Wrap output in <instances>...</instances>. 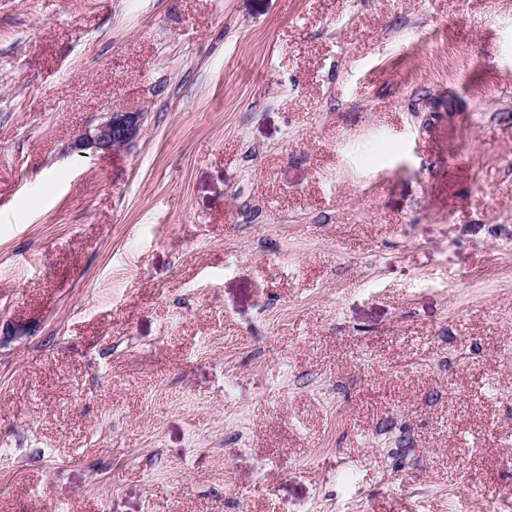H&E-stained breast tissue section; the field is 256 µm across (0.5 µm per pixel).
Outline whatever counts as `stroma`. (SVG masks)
<instances>
[{
	"mask_svg": "<svg viewBox=\"0 0 512 512\" xmlns=\"http://www.w3.org/2000/svg\"><path fill=\"white\" fill-rule=\"evenodd\" d=\"M0 512H512V0H0ZM142 114L139 112H107L99 123L87 127L74 141L78 151L91 149L110 152L135 139L141 130Z\"/></svg>",
	"mask_w": 512,
	"mask_h": 512,
	"instance_id": "35a3bbf8",
	"label": "stroma"
}]
</instances>
